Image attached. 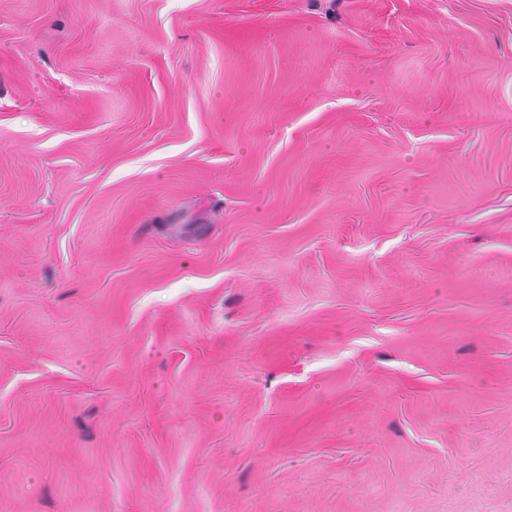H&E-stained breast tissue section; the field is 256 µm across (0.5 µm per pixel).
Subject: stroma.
Listing matches in <instances>:
<instances>
[{
  "label": "stroma",
  "mask_w": 512,
  "mask_h": 512,
  "mask_svg": "<svg viewBox=\"0 0 512 512\" xmlns=\"http://www.w3.org/2000/svg\"><path fill=\"white\" fill-rule=\"evenodd\" d=\"M0 512H512V0H0Z\"/></svg>",
  "instance_id": "1"
}]
</instances>
